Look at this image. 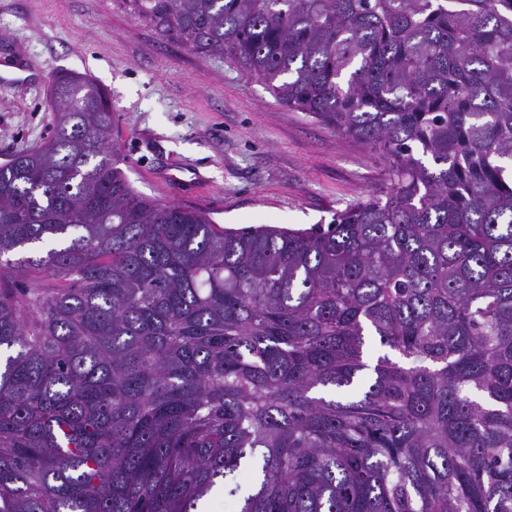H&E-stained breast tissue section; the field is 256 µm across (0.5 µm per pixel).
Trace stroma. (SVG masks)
Listing matches in <instances>:
<instances>
[{"label": "stroma", "mask_w": 512, "mask_h": 512, "mask_svg": "<svg viewBox=\"0 0 512 512\" xmlns=\"http://www.w3.org/2000/svg\"><path fill=\"white\" fill-rule=\"evenodd\" d=\"M0 161L45 141L63 73L108 92L135 188L215 223L308 229L378 192L386 165L365 145L280 103L221 55L162 39L121 0H0Z\"/></svg>", "instance_id": "stroma-1"}]
</instances>
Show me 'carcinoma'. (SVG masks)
I'll return each instance as SVG.
<instances>
[{"instance_id":"1","label":"carcinoma","mask_w":512,"mask_h":512,"mask_svg":"<svg viewBox=\"0 0 512 512\" xmlns=\"http://www.w3.org/2000/svg\"><path fill=\"white\" fill-rule=\"evenodd\" d=\"M125 2L387 180L224 228L138 191L59 77L0 163V512H512V0Z\"/></svg>"}]
</instances>
